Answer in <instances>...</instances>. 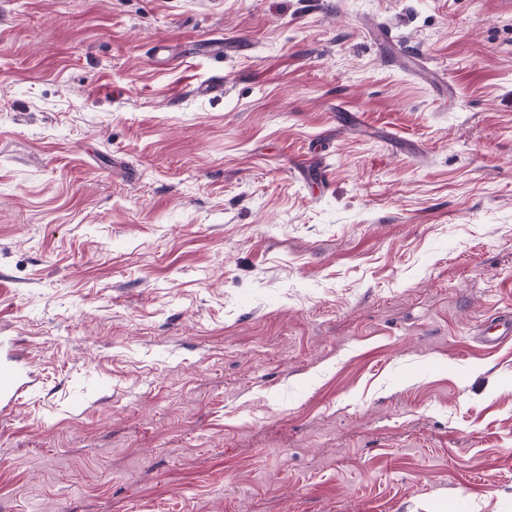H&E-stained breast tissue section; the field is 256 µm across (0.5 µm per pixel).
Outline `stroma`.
<instances>
[{"instance_id": "obj_1", "label": "stroma", "mask_w": 512, "mask_h": 512, "mask_svg": "<svg viewBox=\"0 0 512 512\" xmlns=\"http://www.w3.org/2000/svg\"><path fill=\"white\" fill-rule=\"evenodd\" d=\"M500 3L0 0V512H512ZM477 336L489 348H497L512 339V311L505 310L484 321ZM30 373L15 363H0V413L14 411L24 400L30 386Z\"/></svg>"}]
</instances>
